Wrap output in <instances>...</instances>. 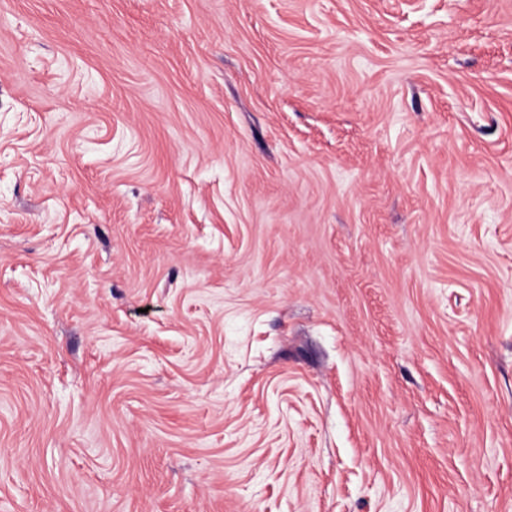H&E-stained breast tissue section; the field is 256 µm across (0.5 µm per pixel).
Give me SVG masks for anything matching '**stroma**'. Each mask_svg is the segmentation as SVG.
Instances as JSON below:
<instances>
[{
  "instance_id": "obj_1",
  "label": "stroma",
  "mask_w": 512,
  "mask_h": 512,
  "mask_svg": "<svg viewBox=\"0 0 512 512\" xmlns=\"http://www.w3.org/2000/svg\"><path fill=\"white\" fill-rule=\"evenodd\" d=\"M0 512H512V0H0Z\"/></svg>"
}]
</instances>
